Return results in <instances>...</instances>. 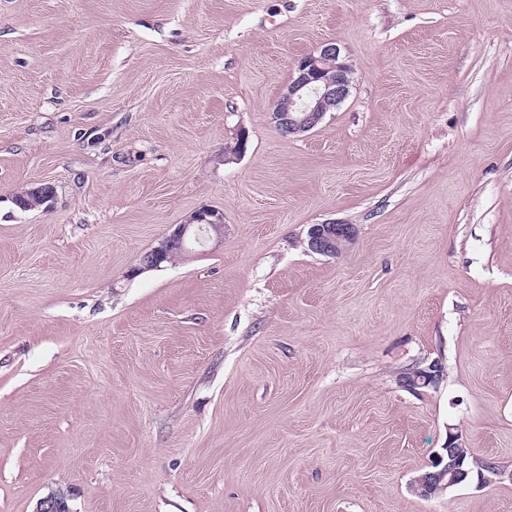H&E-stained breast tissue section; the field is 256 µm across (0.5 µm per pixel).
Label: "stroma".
<instances>
[{"label":"stroma","mask_w":512,"mask_h":512,"mask_svg":"<svg viewBox=\"0 0 512 512\" xmlns=\"http://www.w3.org/2000/svg\"><path fill=\"white\" fill-rule=\"evenodd\" d=\"M327 41L351 93L281 136ZM452 430L512 471V0H0V512H512L410 492ZM222 235L224 232V216L214 209L195 211L184 224H178L174 231L161 242L158 247L143 254L139 259L137 270H154L161 268L162 262L168 263V252L174 241L183 246L189 237L202 244L211 233ZM163 263V264H164ZM354 236L355 230L350 224H315L308 232L309 249L322 255L336 256L351 244Z\"/></svg>","instance_id":"stroma-1"}]
</instances>
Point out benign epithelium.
I'll list each match as a JSON object with an SVG mask.
<instances>
[{
    "instance_id": "benign-epithelium-1",
    "label": "benign epithelium",
    "mask_w": 512,
    "mask_h": 512,
    "mask_svg": "<svg viewBox=\"0 0 512 512\" xmlns=\"http://www.w3.org/2000/svg\"><path fill=\"white\" fill-rule=\"evenodd\" d=\"M351 67L341 55V48L334 42L324 43L316 52L305 55L297 63L296 73L288 81L273 112L272 122L283 136H297L315 128L329 112L338 109L349 97L352 81ZM224 232V216L214 209H200L151 251L139 259L137 270H154L168 260L173 242L185 244L190 237L203 243L209 235ZM355 236L350 224L327 222L315 224L308 232L309 249L315 253L336 256ZM446 455L436 457L440 468L420 475L410 483V491L420 497H429L445 487L468 479L469 471L463 468L461 442L445 448ZM66 498L52 493L44 498L36 512H65Z\"/></svg>"
}]
</instances>
